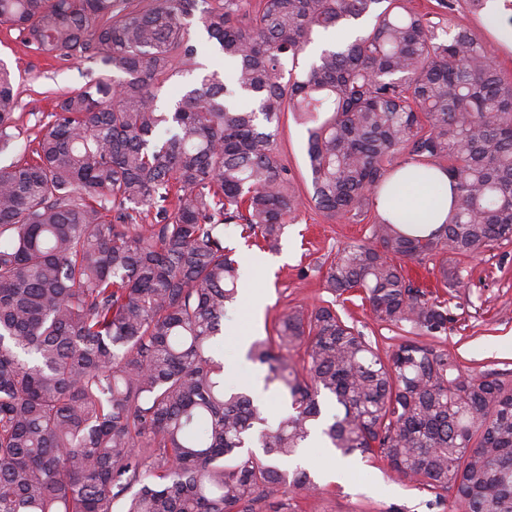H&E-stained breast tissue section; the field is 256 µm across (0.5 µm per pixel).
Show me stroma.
I'll list each match as a JSON object with an SVG mask.
<instances>
[{"label":"stroma","instance_id":"stroma-1","mask_svg":"<svg viewBox=\"0 0 512 512\" xmlns=\"http://www.w3.org/2000/svg\"><path fill=\"white\" fill-rule=\"evenodd\" d=\"M453 25L471 30L485 44L489 57L506 80L512 82V54L502 50L493 37L485 13L466 9L456 11ZM197 56L186 73L171 78L159 90L161 105L177 100L197 79L223 71L224 59L197 32ZM0 61L14 76L17 96L15 133L16 153L0 155V164L15 158H33L41 129L58 97L80 90L93 77L92 63L48 57L27 44L18 31L0 25ZM307 132L291 115L282 119L278 148L303 200L289 218L279 252L258 249L252 239L243 237L236 225L224 228V246L240 266L239 294L224 319V339L216 351L234 378L261 379L264 370L249 360L242 345L268 336L275 320L289 308L308 309L330 300L324 288V275L337 251L346 244L366 240L369 226L377 218L368 213L365 220L331 221L310 199V175L306 156ZM263 295L265 304L252 311L247 294ZM458 320L443 344L449 354L470 373H497L512 380V242L503 243L468 258L462 268L461 286L453 299ZM315 494L299 497L300 512H383L390 504L406 505L409 512H427L426 492L415 484L402 482L380 462L362 458L350 462L333 479L318 478Z\"/></svg>","mask_w":512,"mask_h":512}]
</instances>
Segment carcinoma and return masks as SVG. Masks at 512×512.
<instances>
[{"instance_id": "obj_1", "label": "carcinoma", "mask_w": 512, "mask_h": 512, "mask_svg": "<svg viewBox=\"0 0 512 512\" xmlns=\"http://www.w3.org/2000/svg\"><path fill=\"white\" fill-rule=\"evenodd\" d=\"M455 2L437 0L434 22L405 0H0V23L39 50L98 67L58 100L37 158L0 166V512H295L319 486L280 464L316 429L419 485L429 509L512 512V384L420 341L457 314L402 265L439 257L456 288L461 260L512 242V83L470 30L437 33ZM195 22L230 80L207 75L164 109ZM332 29L350 38L299 69ZM15 107L0 67V154ZM286 112L307 126L326 218L356 221L435 167L454 199L427 236L377 218L327 268V292L407 331L394 349L332 302L289 309L251 343L290 400L272 425L211 345L238 295L224 225L273 253L302 204L278 152Z\"/></svg>"}]
</instances>
